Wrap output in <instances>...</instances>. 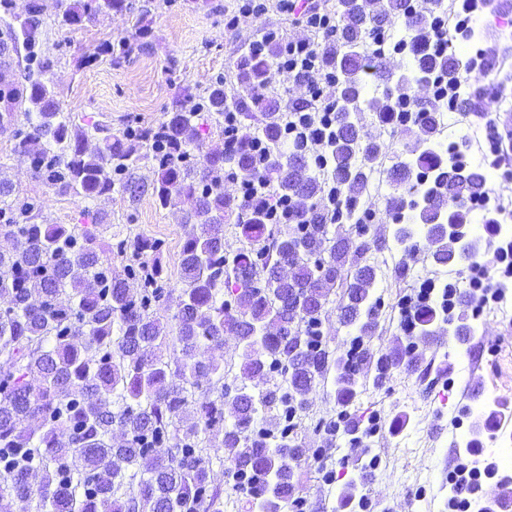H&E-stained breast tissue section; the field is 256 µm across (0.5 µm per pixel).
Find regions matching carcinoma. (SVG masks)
<instances>
[{"instance_id": "1", "label": "carcinoma", "mask_w": 512, "mask_h": 512, "mask_svg": "<svg viewBox=\"0 0 512 512\" xmlns=\"http://www.w3.org/2000/svg\"><path fill=\"white\" fill-rule=\"evenodd\" d=\"M339 7L336 36L320 59L323 70L336 74L338 92L327 134L328 180L339 196L333 224L318 204L320 173L311 171L299 146L284 148L279 99L254 100L268 87L271 55H245L234 95L242 119L261 112L264 164H256L249 135L228 154L219 147L199 158L191 152L202 112L224 115L221 79L191 108L166 113L156 126H128L121 139L94 125L101 138L91 148L84 128L54 100L51 62L34 58L41 5L30 0L28 17L10 30L26 50L27 85L1 84L0 104L8 113L27 104L14 139L34 175L87 202L110 196L116 186L136 197L145 188L130 175L147 159L156 168L157 204L190 201L194 223L171 317L180 346L173 358L168 323L157 312L164 297L161 243H132V263L116 275L95 230L33 223L37 205L11 198L10 184L0 179V238L11 243L0 250V512H17L23 502L34 512H224L210 449L227 454L233 487L250 492V512H282L295 498L296 469L320 453L295 437L316 385L336 372V401L345 408L357 394L362 365L374 366L378 382L394 368L415 367L444 325L458 338L471 330L428 302L417 313V332L385 352L365 345L376 329V271L359 263L368 243L353 235L366 230L367 217L356 215L357 196L368 188L381 145L362 144L351 113L365 108L381 123L400 126L402 104L415 86L439 75L455 83L469 61L435 54V16L409 9L408 0H339ZM129 8L125 0H79L61 24ZM400 17L411 66L383 97L366 101L361 74L371 67L381 76L386 61L373 37ZM485 96L480 80L468 85L469 107ZM416 127L424 149L414 163L390 171L402 190L387 202L402 223L395 239L404 251L416 250L410 225L419 224L435 263H477L486 251L464 208L486 190L488 175L442 151L435 113L424 110ZM228 171L240 181L265 183L264 206L247 210L224 195ZM284 198L293 223L269 231L268 209ZM229 211L253 245L232 257L224 253ZM351 221L354 228L345 227ZM350 261L355 270L346 278ZM339 287L340 321L357 330L349 341L358 349L354 359L348 349L329 350L320 336ZM226 335L243 347L234 387L224 384Z\"/></svg>"}]
</instances>
